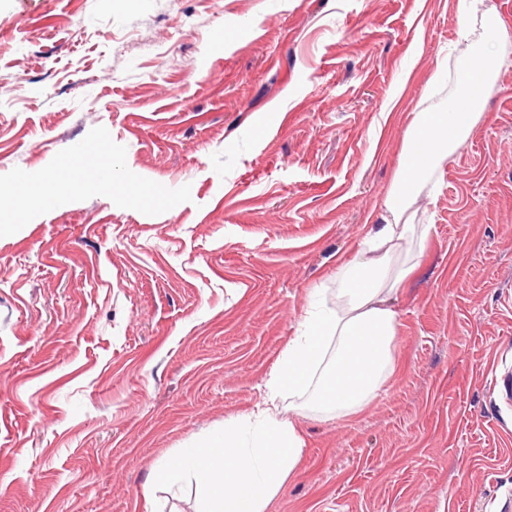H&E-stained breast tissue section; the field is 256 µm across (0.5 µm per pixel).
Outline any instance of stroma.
Returning <instances> with one entry per match:
<instances>
[{"instance_id": "obj_1", "label": "stroma", "mask_w": 512, "mask_h": 512, "mask_svg": "<svg viewBox=\"0 0 512 512\" xmlns=\"http://www.w3.org/2000/svg\"><path fill=\"white\" fill-rule=\"evenodd\" d=\"M459 0H0V512H198L151 483L269 400L311 288L378 223L415 113L488 34ZM414 208L373 397L281 394L305 440L267 512H501L512 495V36ZM441 81L429 86L433 74ZM112 187L97 186L102 161ZM24 188V199L26 203L25 212H31L47 203L53 191L49 183L31 180L13 181L9 183H1L0 200L10 201L18 196V190Z\"/></svg>"}]
</instances>
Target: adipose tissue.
I'll use <instances>...</instances> for the list:
<instances>
[{"label": "adipose tissue", "mask_w": 512, "mask_h": 512, "mask_svg": "<svg viewBox=\"0 0 512 512\" xmlns=\"http://www.w3.org/2000/svg\"><path fill=\"white\" fill-rule=\"evenodd\" d=\"M501 61L486 53L468 65L463 94L450 112H420L406 133L379 224L363 242L358 258L344 263L337 280L340 310L326 308L321 288L310 304L297 336L278 357L269 387L295 394L315 387V402L345 414L369 400L380 387L397 332L390 301L396 287L413 272L395 266L394 256L430 227L416 223L412 210L425 172H437L478 125L479 104L491 89ZM430 144L425 166L415 164L412 147ZM304 439L278 405L251 418L226 420L200 447L181 449L153 474L155 484L173 487L194 480L204 512H266L279 488L300 465Z\"/></svg>", "instance_id": "1"}]
</instances>
